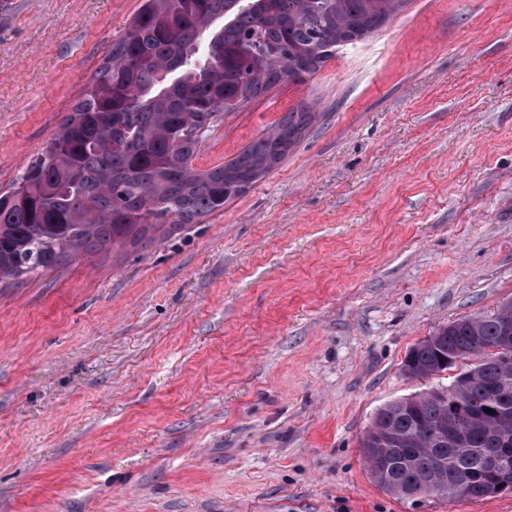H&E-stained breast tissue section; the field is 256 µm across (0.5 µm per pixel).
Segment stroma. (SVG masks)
<instances>
[{
    "label": "stroma",
    "instance_id": "obj_1",
    "mask_svg": "<svg viewBox=\"0 0 512 512\" xmlns=\"http://www.w3.org/2000/svg\"><path fill=\"white\" fill-rule=\"evenodd\" d=\"M140 0H0V192L53 137ZM317 120L195 224L0 287V512H512L401 500L359 441L449 322L512 301V0H406L306 82L209 132L236 156Z\"/></svg>",
    "mask_w": 512,
    "mask_h": 512
}]
</instances>
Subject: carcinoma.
<instances>
[{"mask_svg": "<svg viewBox=\"0 0 512 512\" xmlns=\"http://www.w3.org/2000/svg\"><path fill=\"white\" fill-rule=\"evenodd\" d=\"M403 2L142 0L41 155L14 191L0 193V282L223 209L288 156L317 113L302 103L233 159L197 170L191 161L205 133L270 86L304 81L336 47L372 37ZM506 322L511 301L451 322L408 352L404 366L419 380L455 367L450 359L464 362L448 386L375 413L360 451L381 489L406 500L491 495L501 478L487 457L512 449V380L501 386L494 352ZM380 458L392 461L385 475L373 468Z\"/></svg>", "mask_w": 512, "mask_h": 512, "instance_id": "obj_1", "label": "carcinoma"}]
</instances>
